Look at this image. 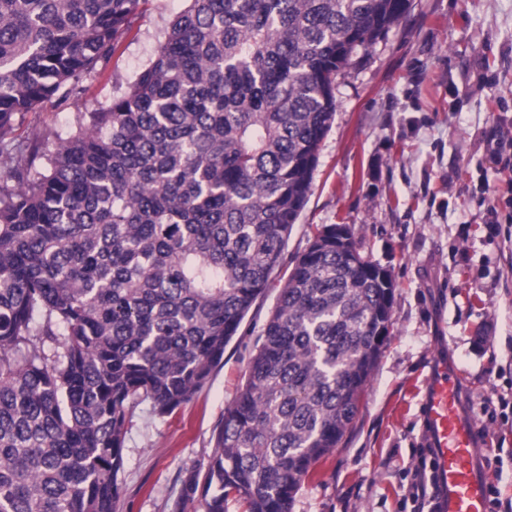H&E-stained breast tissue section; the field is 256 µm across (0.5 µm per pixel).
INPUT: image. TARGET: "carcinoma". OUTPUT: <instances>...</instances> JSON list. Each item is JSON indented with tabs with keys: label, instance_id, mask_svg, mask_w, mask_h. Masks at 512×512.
Masks as SVG:
<instances>
[{
	"label": "carcinoma",
	"instance_id": "carcinoma-1",
	"mask_svg": "<svg viewBox=\"0 0 512 512\" xmlns=\"http://www.w3.org/2000/svg\"><path fill=\"white\" fill-rule=\"evenodd\" d=\"M141 0H0V512H116L127 423L190 401L283 260L335 79L409 0H188L154 57L51 150ZM316 228L181 503L292 512L357 414L394 283Z\"/></svg>",
	"mask_w": 512,
	"mask_h": 512
}]
</instances>
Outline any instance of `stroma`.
I'll use <instances>...</instances> for the list:
<instances>
[{"mask_svg": "<svg viewBox=\"0 0 512 512\" xmlns=\"http://www.w3.org/2000/svg\"><path fill=\"white\" fill-rule=\"evenodd\" d=\"M186 0H142L107 68L77 110L45 105L15 120L17 137L67 138L75 111L124 94ZM337 107L312 191L270 285L210 382L172 414L133 412L117 512H175L184 479L206 467L225 409L279 292L315 227L347 224L361 254L395 285L391 324L357 416L300 485L293 512H411L410 468L424 445L431 367L460 369L463 410L487 439L488 482L512 501V166L484 137L512 123V0H410L406 13L336 77ZM505 397L493 415L484 401Z\"/></svg>", "mask_w": 512, "mask_h": 512, "instance_id": "obj_1", "label": "stroma"}]
</instances>
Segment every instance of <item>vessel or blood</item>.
Segmentation results:
<instances>
[{"instance_id": "vessel-or-blood-1", "label": "vessel or blood", "mask_w": 512, "mask_h": 512, "mask_svg": "<svg viewBox=\"0 0 512 512\" xmlns=\"http://www.w3.org/2000/svg\"><path fill=\"white\" fill-rule=\"evenodd\" d=\"M458 372L434 363L424 406L425 444L433 450L440 512H489L488 482L479 427L458 401Z\"/></svg>"}]
</instances>
